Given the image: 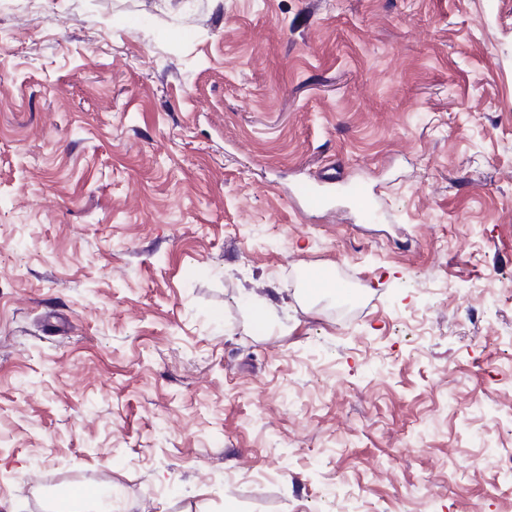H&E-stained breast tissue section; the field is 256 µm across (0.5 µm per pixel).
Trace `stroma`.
Returning a JSON list of instances; mask_svg holds the SVG:
<instances>
[{
    "mask_svg": "<svg viewBox=\"0 0 512 512\" xmlns=\"http://www.w3.org/2000/svg\"><path fill=\"white\" fill-rule=\"evenodd\" d=\"M508 294L512 0H0L1 502L512 512Z\"/></svg>",
    "mask_w": 512,
    "mask_h": 512,
    "instance_id": "35a3bbf8",
    "label": "stroma"
}]
</instances>
